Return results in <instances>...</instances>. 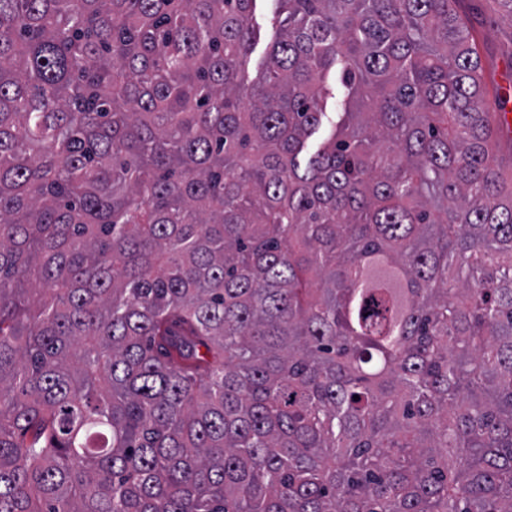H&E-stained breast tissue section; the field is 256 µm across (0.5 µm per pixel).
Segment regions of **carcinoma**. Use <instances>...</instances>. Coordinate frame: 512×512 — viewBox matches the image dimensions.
I'll return each instance as SVG.
<instances>
[{
  "mask_svg": "<svg viewBox=\"0 0 512 512\" xmlns=\"http://www.w3.org/2000/svg\"><path fill=\"white\" fill-rule=\"evenodd\" d=\"M256 2L0 0V512H512L481 0ZM273 4L270 1H259L256 7V22L260 26V38L254 46L251 60L250 72L255 76L258 67L264 61L267 51V46L272 39L274 29L273 22Z\"/></svg>",
  "mask_w": 512,
  "mask_h": 512,
  "instance_id": "cac0c4a2",
  "label": "carcinoma"
}]
</instances>
